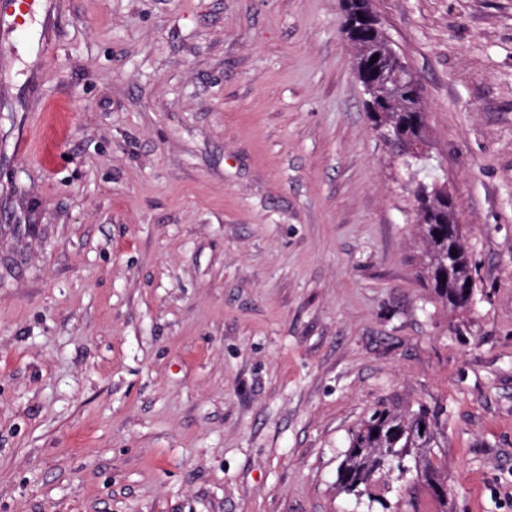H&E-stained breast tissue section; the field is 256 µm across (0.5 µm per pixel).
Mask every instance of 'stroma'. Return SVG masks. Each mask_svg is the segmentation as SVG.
I'll use <instances>...</instances> for the list:
<instances>
[{
	"instance_id": "35a3bbf8",
	"label": "stroma",
	"mask_w": 512,
	"mask_h": 512,
	"mask_svg": "<svg viewBox=\"0 0 512 512\" xmlns=\"http://www.w3.org/2000/svg\"><path fill=\"white\" fill-rule=\"evenodd\" d=\"M474 265L424 280L341 0H46L0 42V512H367L374 410L512 512V0H374Z\"/></svg>"
}]
</instances>
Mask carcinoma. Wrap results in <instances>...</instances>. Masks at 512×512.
Wrapping results in <instances>:
<instances>
[{
    "label": "carcinoma",
    "instance_id": "carcinoma-1",
    "mask_svg": "<svg viewBox=\"0 0 512 512\" xmlns=\"http://www.w3.org/2000/svg\"><path fill=\"white\" fill-rule=\"evenodd\" d=\"M342 28L348 40L356 30L367 26V0H343ZM403 165L412 170V195L416 202L419 233L426 245L427 279L435 295L445 304L458 306L457 297L473 279V266L462 233L448 237V209L440 202L443 187L437 181L417 179L425 169L426 158L407 150L395 151ZM453 250V263H448V250ZM438 417L420 404L415 410L395 412L377 409L352 434L337 467L339 492L359 501L367 499L368 507L380 512H393L392 503L372 489L382 486L390 490L389 477L396 476L410 484L421 483L429 489L445 483L443 466L434 463L438 447Z\"/></svg>",
    "mask_w": 512,
    "mask_h": 512
}]
</instances>
